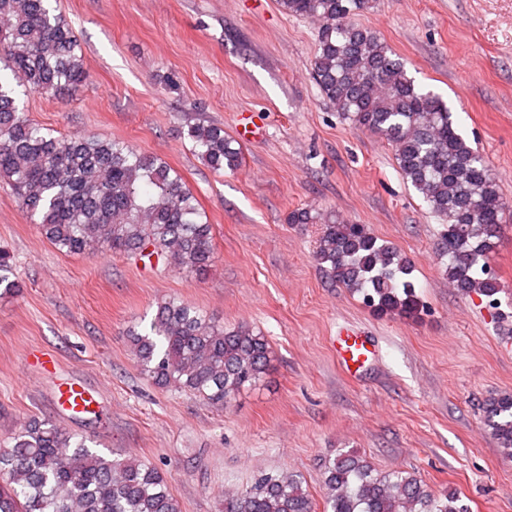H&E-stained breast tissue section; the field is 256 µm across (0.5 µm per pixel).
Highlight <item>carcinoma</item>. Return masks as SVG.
Instances as JSON below:
<instances>
[{
	"mask_svg": "<svg viewBox=\"0 0 512 512\" xmlns=\"http://www.w3.org/2000/svg\"><path fill=\"white\" fill-rule=\"evenodd\" d=\"M372 0H278L282 11L314 21L312 69L321 95L355 127L391 143L402 177L443 221L440 250L448 282L478 292L488 305L503 292L490 269L509 205L485 158L458 130L439 96L407 75L403 62L353 17ZM77 39L49 0H0V51L24 91L72 96L89 72ZM187 138L215 171L238 168L241 148L217 124L188 126ZM0 178L48 241L66 254L107 247L141 260L163 256L185 272L214 261L212 225L161 158L94 134L55 137L19 111L14 89L0 82ZM290 224H321L315 257L326 277L362 296L374 314L417 318L423 305L409 279L411 261L379 242L363 224L298 209ZM11 256L0 250V287L15 288ZM143 373L160 388L189 391L222 405L266 374L268 339L249 325L226 326L203 310L170 299L149 328L129 332ZM502 453L512 458V393L485 404ZM325 512H469L451 494L437 497L410 474L382 475L365 458L339 453L323 464ZM0 512H180L164 476L137 460L92 450L86 439L50 420H30L0 446ZM224 512H314L300 478L263 474L224 494Z\"/></svg>",
	"mask_w": 512,
	"mask_h": 512,
	"instance_id": "1",
	"label": "carcinoma"
}]
</instances>
